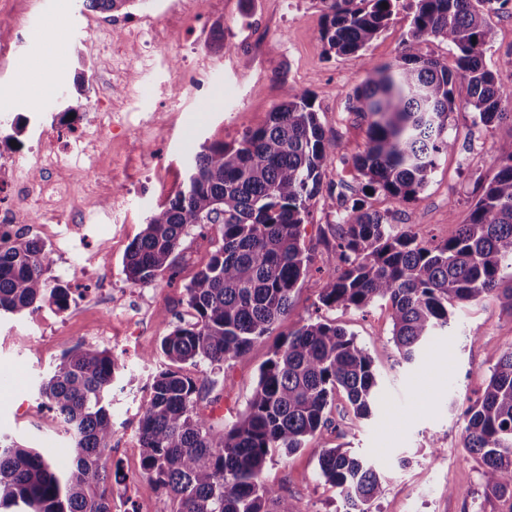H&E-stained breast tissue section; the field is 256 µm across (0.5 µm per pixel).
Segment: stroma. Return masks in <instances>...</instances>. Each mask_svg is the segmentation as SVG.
<instances>
[{
  "instance_id": "obj_1",
  "label": "stroma",
  "mask_w": 512,
  "mask_h": 512,
  "mask_svg": "<svg viewBox=\"0 0 512 512\" xmlns=\"http://www.w3.org/2000/svg\"><path fill=\"white\" fill-rule=\"evenodd\" d=\"M412 0H402L388 27L366 50L338 56L321 38L325 23L320 0H147L114 13H88L82 0H38L28 11L29 27L7 74L0 76V164L32 146L33 126L14 129L18 114L112 112L124 130L90 150L84 169L66 168L73 193L58 211L37 214L55 226L60 215L94 210L102 229L85 238L78 252L51 254L52 283L74 289L69 306L37 339L24 326L31 314L0 316V435L38 449L58 467L69 466L70 443L57 428L55 412L37 394L39 376L77 347L115 350L112 303L145 312L152 332L124 355L122 393L111 396L112 418L137 426L157 365L144 361L178 319L189 318L184 286L218 246L219 228L191 227L178 248L174 286L130 285L123 257L138 238L150 211L178 190L184 165L201 144H238L244 133L263 126L283 90L309 93L327 138L335 143L324 181L361 192L366 183L354 161L367 143V125L351 109L349 95L368 64L394 60L411 29ZM488 66L512 81V15H491ZM96 71L99 83H86ZM201 80L189 90L187 78ZM457 108L448 117L453 152L441 155L418 198L401 203L376 193L373 209L392 214V230L412 231L426 246L453 237L477 197L478 185L496 173L501 146L512 142V125L474 123L464 104L465 83L454 86ZM336 210L314 199L302 242L313 264L298 283L292 309L247 357L222 370L200 366L190 376L209 390L198 408L221 432L245 411L259 368L274 343L306 322L323 318L353 333L374 360L382 405L369 419L356 417L344 393L327 413L334 432L304 448L275 454L263 471L265 484L291 498L296 512H344L338 490L318 468L324 444L348 448L377 469L383 492L372 512H512V501L485 498L480 465L465 447L464 410L482 395L503 352L512 349V310L494 297L454 304L447 331L434 337L413 362L401 360L391 342L389 308L376 301L362 310L318 309L325 277L338 267ZM91 268H83L84 259Z\"/></svg>"
}]
</instances>
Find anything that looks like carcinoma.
I'll list each match as a JSON object with an SVG mask.
<instances>
[{
  "instance_id": "cac0c4a2",
  "label": "carcinoma",
  "mask_w": 512,
  "mask_h": 512,
  "mask_svg": "<svg viewBox=\"0 0 512 512\" xmlns=\"http://www.w3.org/2000/svg\"><path fill=\"white\" fill-rule=\"evenodd\" d=\"M147 0H83L100 12H119ZM388 7H383L382 3ZM400 0H322L321 37L329 51L364 50L389 24ZM410 39L391 62L371 64L349 95L367 122L368 141L356 159L365 189L400 202L426 186L440 155L454 149L448 115L453 87L466 83L474 122H512V84L486 63L488 17L512 11V0H414ZM439 38L457 49L456 69L419 54L417 43ZM333 142L314 101L292 87L263 127L238 145H202L185 163L174 196L147 218L122 265L134 286L160 285L178 275L182 237L196 224H217L222 244L185 285L192 319L179 320L147 360L161 359L147 384L139 421L142 468L166 496L169 512H295L266 485L263 470L276 452L293 453L328 428L327 407L343 391L357 417L379 406L377 372L354 335L325 319L310 321L276 343L259 370L244 415L215 433L197 411L200 389L184 365L222 369L248 355L256 341L288 315L292 295L310 270L301 245L311 201L322 193ZM499 169L480 187L469 219L442 245L391 231L390 216L365 200L328 187L324 205L340 210L336 227L339 274L327 277L317 309L362 310L390 303L396 352L406 362L448 327V306L501 296L512 306V142ZM0 313L24 315L45 304L66 308L71 291L45 277V245L20 228L0 233ZM124 364L107 349L78 348L63 356L39 386L72 442L71 465L60 471L34 448L0 439V512H112L111 478L103 458L116 431L109 412ZM465 447L480 463L485 494L512 498V350L503 353L482 397L465 412ZM324 481L339 490L346 512H370L383 492L376 469L342 448L322 450Z\"/></svg>"
}]
</instances>
